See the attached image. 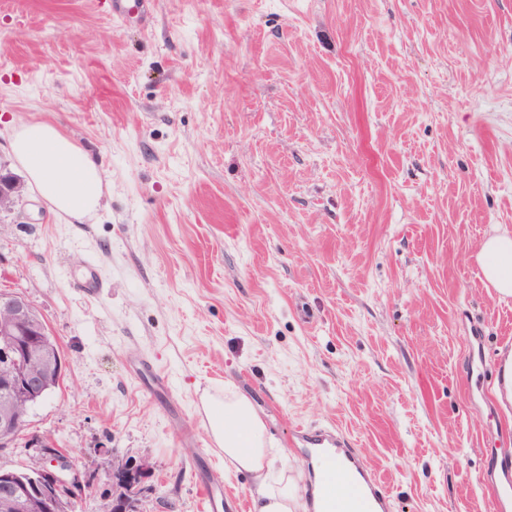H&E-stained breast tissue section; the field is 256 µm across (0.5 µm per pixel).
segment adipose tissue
Listing matches in <instances>:
<instances>
[{
    "instance_id": "1",
    "label": "adipose tissue",
    "mask_w": 512,
    "mask_h": 512,
    "mask_svg": "<svg viewBox=\"0 0 512 512\" xmlns=\"http://www.w3.org/2000/svg\"><path fill=\"white\" fill-rule=\"evenodd\" d=\"M11 150L27 173L33 190L62 217L82 218L98 211L106 181L101 161L79 148L50 122L15 126ZM476 261L487 284L503 298L512 296V231L483 240ZM212 424L223 432L227 469L250 474L255 481L254 512H299L295 477L278 465V449L265 423L245 396L225 384L223 400L209 410Z\"/></svg>"
}]
</instances>
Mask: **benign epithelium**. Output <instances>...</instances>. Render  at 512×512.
Returning a JSON list of instances; mask_svg holds the SVG:
<instances>
[{"instance_id":"1","label":"benign epithelium","mask_w":512,"mask_h":512,"mask_svg":"<svg viewBox=\"0 0 512 512\" xmlns=\"http://www.w3.org/2000/svg\"><path fill=\"white\" fill-rule=\"evenodd\" d=\"M20 192V184L9 172L0 171V209L10 206ZM51 330L37 307L26 297L0 291V388L15 392V397L0 403V449L7 447L24 427L27 406L32 398L55 379L64 376L65 363L60 349L49 342ZM39 362L31 367L27 359L32 350ZM31 447L35 455L22 470H0V502L36 512H60L75 506L90 491L93 479L68 452L39 439ZM110 460L103 471L112 475L113 512H141L137 507L143 485L152 476L149 461L119 463Z\"/></svg>"}]
</instances>
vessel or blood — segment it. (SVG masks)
Segmentation results:
<instances>
[{"mask_svg": "<svg viewBox=\"0 0 512 512\" xmlns=\"http://www.w3.org/2000/svg\"><path fill=\"white\" fill-rule=\"evenodd\" d=\"M295 436L306 449L302 463L313 474L304 490L307 500L322 498L329 512H391V499L382 481L367 470L357 448L343 432L331 427L301 428ZM339 483L346 487L340 499L333 493ZM200 486L205 512H216L220 506L225 512L240 508V500L226 499L223 489L205 480Z\"/></svg>", "mask_w": 512, "mask_h": 512, "instance_id": "obj_1", "label": "vessel or blood"}]
</instances>
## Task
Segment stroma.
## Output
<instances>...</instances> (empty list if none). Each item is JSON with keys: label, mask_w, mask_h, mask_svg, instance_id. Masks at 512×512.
<instances>
[{"label": "stroma", "mask_w": 512, "mask_h": 512, "mask_svg": "<svg viewBox=\"0 0 512 512\" xmlns=\"http://www.w3.org/2000/svg\"><path fill=\"white\" fill-rule=\"evenodd\" d=\"M28 121L101 158L108 193L72 223L27 188L0 211V289L65 362L0 467L51 439L96 473L74 512H106L100 454L146 457L143 512H202L187 432L201 383L229 382L301 483L295 428L332 423L393 512H488L512 298L475 254L512 228V0H151L144 21L0 0L22 182Z\"/></svg>", "instance_id": "35a3bbf8"}]
</instances>
